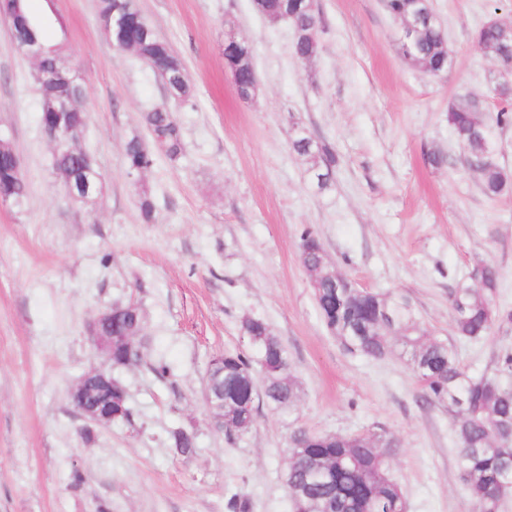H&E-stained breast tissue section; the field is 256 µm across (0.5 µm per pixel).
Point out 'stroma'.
<instances>
[{"instance_id": "obj_1", "label": "stroma", "mask_w": 512, "mask_h": 512, "mask_svg": "<svg viewBox=\"0 0 512 512\" xmlns=\"http://www.w3.org/2000/svg\"><path fill=\"white\" fill-rule=\"evenodd\" d=\"M316 4L320 49L303 62L290 25L267 20L253 0H137L183 65L185 105L103 35L98 0H27L44 40L62 43V63L81 77L79 144L102 177L89 201L69 198L53 172L36 64L12 50L0 19V137L28 186L22 204L0 202V512H227L235 493L250 512H292L285 455L299 429L394 435L400 446L386 468L406 512H473L447 411L420 402L399 351L374 360L336 340L299 245L311 229L339 273L406 300L455 346L467 374L497 371L512 353V323L476 342L455 336L448 294L488 263L500 274L497 306L512 309V192L483 195L447 112L469 95L494 113L497 65L475 40L489 18L512 24V0H432L453 60L443 79L402 56L401 23L384 0ZM230 31L253 48L257 89L247 99L225 63ZM160 104L181 127L174 159L143 124ZM298 126L336 151L326 192L307 182L290 148ZM136 135L155 164L131 176L124 147ZM433 150L445 163L429 164ZM144 192L155 202L148 220ZM116 302L143 316L140 361L112 371L133 420L99 425L70 392L105 368L88 327ZM247 316L286 347L298 396L285 408L260 401L254 428L230 439L213 427L202 386L213 356L249 351ZM177 428L194 433L193 455L175 451Z\"/></svg>"}]
</instances>
